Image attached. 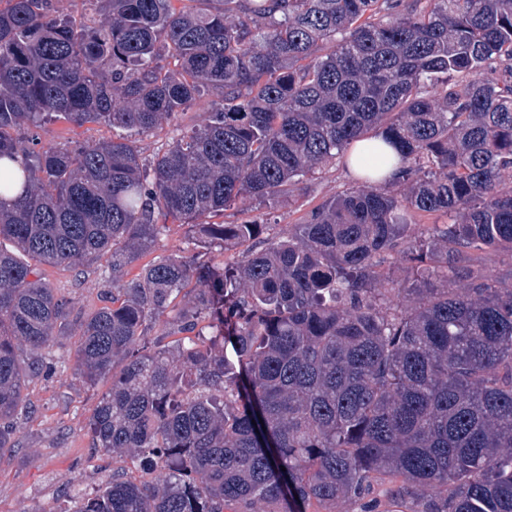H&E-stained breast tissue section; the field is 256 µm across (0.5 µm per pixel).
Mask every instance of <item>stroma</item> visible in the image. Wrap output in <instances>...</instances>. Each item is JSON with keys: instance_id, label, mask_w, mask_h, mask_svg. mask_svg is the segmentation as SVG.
<instances>
[{"instance_id": "1", "label": "stroma", "mask_w": 512, "mask_h": 512, "mask_svg": "<svg viewBox=\"0 0 512 512\" xmlns=\"http://www.w3.org/2000/svg\"><path fill=\"white\" fill-rule=\"evenodd\" d=\"M203 108V103L192 104L169 123L141 135L140 150L153 155L179 130L198 123ZM356 186L353 175L337 161L301 184L296 204L246 205L226 211L223 221L263 224L272 236L300 223L329 197ZM138 270V265H131L127 275ZM41 273L60 295L73 300L75 321L107 305L113 289L123 287L127 277L113 276L103 256L74 269L45 265ZM78 341L74 330L55 335L41 352L42 370L26 381V409L16 421L14 447L0 457V512H74L81 497L112 476L111 458L92 449L87 433L101 389L84 384L73 373Z\"/></svg>"}]
</instances>
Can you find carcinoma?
Instances as JSON below:
<instances>
[{
    "label": "carcinoma",
    "instance_id": "1",
    "mask_svg": "<svg viewBox=\"0 0 512 512\" xmlns=\"http://www.w3.org/2000/svg\"><path fill=\"white\" fill-rule=\"evenodd\" d=\"M93 2L89 24L0 0V458L42 370L24 350L71 314L39 266L122 272L171 222L199 251L77 321L74 374L110 381L88 433L112 478L74 512H306L380 476L409 512H512V288L484 274L512 252V70L487 74L512 60V0ZM205 96L143 155L137 136ZM47 120L118 137L45 144ZM372 138L392 155L369 147L364 185L260 250L262 225L212 222L293 201ZM410 210L439 221L417 234ZM172 312L184 337L147 340ZM209 98H203L200 102L190 105L183 112H179L169 123L152 132L139 136L138 147L144 156H151L159 149L165 147L177 135L178 130L197 124L202 115V110L208 104Z\"/></svg>",
    "mask_w": 512,
    "mask_h": 512
}]
</instances>
